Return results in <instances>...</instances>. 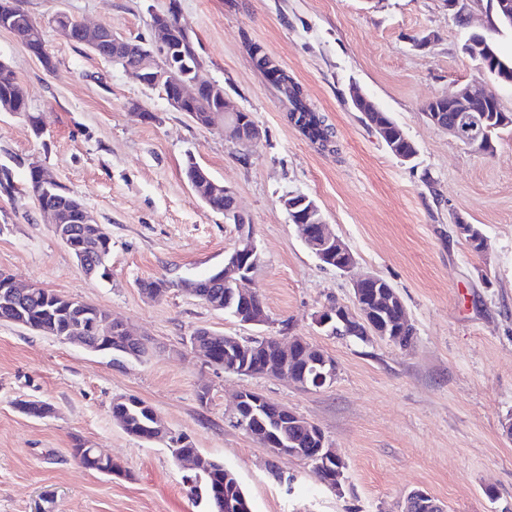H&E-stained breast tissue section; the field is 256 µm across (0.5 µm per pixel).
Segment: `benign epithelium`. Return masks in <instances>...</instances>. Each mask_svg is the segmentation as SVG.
<instances>
[{"label":"benign epithelium","mask_w":512,"mask_h":512,"mask_svg":"<svg viewBox=\"0 0 512 512\" xmlns=\"http://www.w3.org/2000/svg\"><path fill=\"white\" fill-rule=\"evenodd\" d=\"M448 9L453 15H462L465 18L464 28L468 30L469 38L465 42L468 51L478 55L480 66L489 65L490 50L480 42L481 34L472 30L471 17L461 0H448ZM152 23L153 38L143 42L138 48V64L133 70L137 80L145 87L163 90L162 97L170 108L177 112H185L194 99L201 93H210L211 101L216 103L215 111L225 115L224 137L237 143H257L261 138L258 125L251 121V116L244 111L231 107L224 99L223 88L215 82H207L200 78L202 67L198 66L185 75L183 79L174 78L172 73V58H186L191 46V35L182 25L177 8L164 13L154 14ZM53 23L59 34L72 40L74 36L73 19L70 15L59 12L53 18ZM0 30L10 32L29 51L31 55L46 62L48 55L45 47L39 43L40 24L26 13L21 16L16 13L11 0H0ZM81 34L89 46L99 56L114 63L124 59L128 51L127 42L118 37L112 27L106 24H83ZM350 99L360 112H377V105L368 99L361 91L354 87L350 91ZM441 108L434 111L431 120L436 127L445 130L466 147L475 151L491 144L487 137L490 121L486 111L497 103L493 95L477 91L470 84H463L448 95L439 97ZM453 116H448V113ZM191 188L203 201L215 196H224V223L236 225L239 240L234 250L225 257L222 266L221 278L224 287L233 289V293L248 301L253 293L248 289L250 275L258 262L257 247L253 238L252 224L249 218L240 210L236 191L209 177H204L190 183ZM291 223L294 224L307 248L324 264L343 273H349L355 265V257L349 246L329 229L319 208L309 201L303 194H289L282 199ZM42 212L50 217L55 234L67 245L73 243L77 237L93 235L95 220L89 211L83 212L81 224L83 227H72L61 222L59 213L54 208H44ZM379 277L365 275L352 279V303L336 302L334 305L322 307L315 315V324L320 328L335 330L336 323L357 329L367 340L374 337L395 341L390 335L387 324L383 323L378 315L382 308L384 296L377 288ZM33 290V286L21 287L11 277L0 282V296L12 301L19 318L14 323L36 331L51 332L45 326H38L28 320L21 313V304L25 297ZM242 323L262 326L269 323L266 311H257L252 306L242 305L238 313ZM122 334L130 343H142L144 339L135 334L124 324L115 322L110 317L88 321L85 315L76 316L61 340L80 345L87 351L102 352L104 347L101 339L111 334ZM197 333H192L188 344L190 349L205 362L225 367V370L240 375H262L267 377H283L293 382L303 390L310 389L306 378V369H288V358L299 353H306L313 349V345L300 336L294 337L288 344L276 342L280 358L272 362L264 357V346L253 340H240L234 337H224V351L229 355H237L239 364L231 367L224 366L222 361L207 352L206 348L196 339ZM309 362L321 369L317 384L322 386L333 383L337 375V364L334 358L319 350L309 359ZM265 405L273 408L286 420V425L295 427L307 434V441L311 442L309 448H286L283 443L273 438L256 435L254 439L275 456H289L302 458L315 467L328 466L330 462L337 461L336 452L330 448L323 431L314 423L292 411L288 407L272 402L259 393L244 389L237 396L235 412H240L246 402ZM151 433L147 436L150 441L169 443L173 437L162 417L154 415V423L150 427ZM177 461L183 466L206 472L209 470V460L201 453L196 452L186 456L176 452ZM87 457L99 465V472L108 476L118 475L122 466L111 456L102 453L97 448H91ZM404 512H444V508L427 492L423 490L411 491L405 501Z\"/></svg>","instance_id":"1"}]
</instances>
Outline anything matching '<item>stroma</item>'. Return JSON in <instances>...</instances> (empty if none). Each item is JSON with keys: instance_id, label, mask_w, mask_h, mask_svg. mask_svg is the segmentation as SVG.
<instances>
[{"instance_id": "stroma-1", "label": "stroma", "mask_w": 512, "mask_h": 512, "mask_svg": "<svg viewBox=\"0 0 512 512\" xmlns=\"http://www.w3.org/2000/svg\"><path fill=\"white\" fill-rule=\"evenodd\" d=\"M177 3L203 60L204 79L252 114L250 146L223 123L197 125L158 91L51 23L65 12L151 39V15ZM54 62L46 70L0 31V59L29 99L27 117L0 112V271L23 284L75 297L137 328L141 358L102 354L0 321V512H205L166 445L127 433L112 402L134 396L175 434L238 477L253 512H400L428 492L446 512H502L512 505V132L494 155L472 151L429 123L424 105L481 81L512 112V88L480 74L462 50L447 0H27ZM271 55L324 116L333 143L321 149L289 124L290 104L252 63L249 44ZM359 86L404 129L412 162L393 157L350 100ZM139 103L148 118L131 108ZM233 187L253 227L259 261L251 287L269 316L245 325L182 290L181 280L224 264L238 235L185 179L188 159ZM41 161L112 238L109 280L87 279L25 194ZM302 193L351 249L355 272L388 281L416 334L403 349L320 330L314 316L351 302V275L324 266L300 238L281 199ZM478 225L487 256L471 252L455 215ZM354 272V273H355ZM171 288L148 300L140 281ZM240 339L305 337L333 356L335 382L305 391L288 381L205 364L187 346L195 329ZM207 402H200V390ZM250 389L317 424L343 459L345 481L321 484L311 463L272 455L234 427L235 396ZM40 401L52 414L20 412ZM123 467L86 469L75 445ZM497 497L489 499L486 488Z\"/></svg>"}]
</instances>
